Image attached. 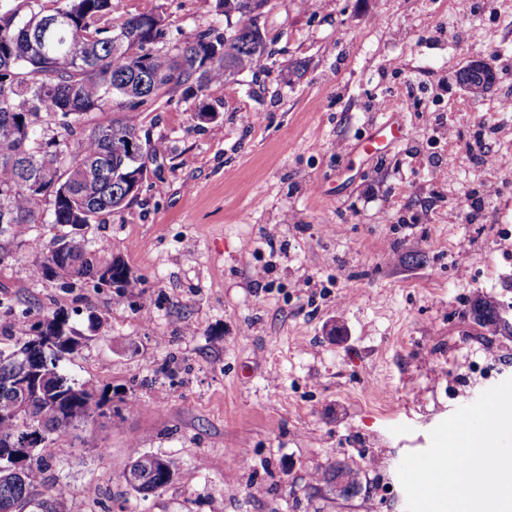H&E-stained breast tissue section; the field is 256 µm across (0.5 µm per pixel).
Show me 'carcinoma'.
Masks as SVG:
<instances>
[{"instance_id": "obj_1", "label": "carcinoma", "mask_w": 512, "mask_h": 512, "mask_svg": "<svg viewBox=\"0 0 512 512\" xmlns=\"http://www.w3.org/2000/svg\"><path fill=\"white\" fill-rule=\"evenodd\" d=\"M270 0H217L226 27L196 31L166 47V26H155L154 10L112 18V0H0V252L31 242L34 224H51L57 232H69V247L59 255L50 247L33 264V275L47 276V266L59 263L82 281L96 280L100 273L119 277L120 287L130 284V272L119 259L98 261L104 248L91 249L85 234L71 232L69 225L87 228L120 211L138 198L131 190L137 177L164 154L161 141L143 143L132 157L131 139L139 138L134 116L148 104L181 86L194 98L206 95L215 85L244 72L268 68L274 55L275 37L252 28L253 14L263 13ZM65 24L43 36V24L57 15ZM108 110L116 117L82 132L84 116ZM57 132L46 139L44 125ZM49 201V212L41 203ZM483 326L501 324L498 307L482 298L471 308ZM44 327L36 336V326ZM88 337L70 326L59 314L44 315L19 327L8 350L0 348V449L28 430L26 413L11 380L25 368L42 366L56 355L71 353L69 342L84 343ZM55 388L41 399L46 431L45 448L68 438L80 425L104 415L110 401L106 391L60 374ZM68 395L65 409L56 412V397ZM137 453L120 474L122 482L138 494L166 487L178 474L181 461ZM140 472V484L128 479V471ZM47 470L40 452L22 461L0 459V512H66V491L57 488L46 496L36 494ZM343 477L339 495L355 497L362 491L360 472L338 462L336 468L318 473L315 481L327 485Z\"/></svg>"}]
</instances>
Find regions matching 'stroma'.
Listing matches in <instances>:
<instances>
[{
  "label": "stroma",
  "instance_id": "obj_1",
  "mask_svg": "<svg viewBox=\"0 0 512 512\" xmlns=\"http://www.w3.org/2000/svg\"><path fill=\"white\" fill-rule=\"evenodd\" d=\"M112 2L163 11L171 46L225 24L216 0ZM262 22L275 64L212 87L215 122L179 90L137 118L164 160L88 231L131 287L35 278L28 247L0 261V341L60 313L91 333L62 371L110 397L43 451L69 512H406L403 457L512 377V337L470 314L480 295L512 321V0L464 17L451 0H270ZM476 57L496 70L478 99L456 79ZM393 111L400 141L364 154ZM476 135L493 166L472 162ZM136 450L180 458L178 476L130 490ZM339 461L363 472L360 495L313 482Z\"/></svg>",
  "mask_w": 512,
  "mask_h": 512
}]
</instances>
